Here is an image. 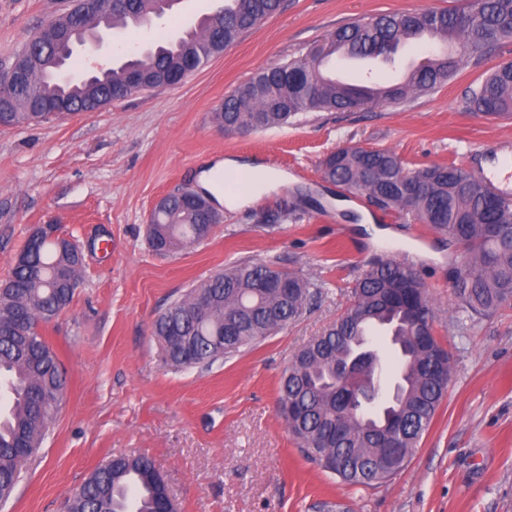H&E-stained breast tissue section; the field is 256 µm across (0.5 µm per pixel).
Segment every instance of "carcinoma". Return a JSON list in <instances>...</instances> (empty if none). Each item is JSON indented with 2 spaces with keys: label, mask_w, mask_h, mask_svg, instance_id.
<instances>
[{
  "label": "carcinoma",
  "mask_w": 512,
  "mask_h": 512,
  "mask_svg": "<svg viewBox=\"0 0 512 512\" xmlns=\"http://www.w3.org/2000/svg\"><path fill=\"white\" fill-rule=\"evenodd\" d=\"M282 0H222L202 28L159 42L131 64L88 81L58 79V62L79 30L101 17L112 27L139 29L171 8L165 0H93L59 18L40 52L20 63L13 85L0 88V125H36L54 115L96 112L123 95L129 77L171 85L191 57L208 63L244 34L280 11ZM427 40L436 46L426 64L397 83H344L325 65L341 51L355 59L395 62L398 47ZM512 43V0H463L439 11L381 13L349 23L303 58L258 73L224 99L214 118L237 132L271 129L304 112H346L426 95L460 71L478 66ZM67 54V53H65ZM73 53L67 54L72 61ZM472 111L512 116V62L492 67L469 90ZM325 180L348 194L366 195L384 211L408 212L469 254L456 276L457 308L488 316L512 305V203L454 164L406 170L386 149L345 146L321 162ZM408 171L409 178L402 176ZM220 218L209 201L170 195L155 215L151 247L169 252L210 235ZM11 276L0 283V502L35 458L63 400L66 380L55 352L38 328L69 307L80 282L81 253L66 239L29 236ZM320 286L267 263L235 264L173 302L154 335L171 368H207L284 328L311 308ZM435 308L414 267L394 258L373 261L352 289L344 313L288 362L279 384V408L301 453L340 483L371 487L404 468L441 404L451 354L435 335ZM385 330L390 364L399 377L385 405L344 415L360 388L331 368L371 345ZM164 489L145 455L102 462L68 503V512H154Z\"/></svg>",
  "instance_id": "cac0c4a2"
}]
</instances>
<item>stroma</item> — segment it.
<instances>
[{"instance_id": "obj_1", "label": "stroma", "mask_w": 512, "mask_h": 512, "mask_svg": "<svg viewBox=\"0 0 512 512\" xmlns=\"http://www.w3.org/2000/svg\"><path fill=\"white\" fill-rule=\"evenodd\" d=\"M453 0H283L281 10L179 84L97 112L38 126L0 127V281L33 229L55 224L84 254L71 305L40 332L66 393L39 457L0 512H67L104 460L145 455L166 477L178 512H512V308L456 313L462 249L429 226L344 198L320 163L337 148L388 149L418 169L453 163L475 179L512 159V118H484L465 93L512 46L432 94L353 112H308L262 132L225 133L214 119L256 72L301 58L336 28L384 12L435 10ZM216 0H182L122 47L148 45ZM72 0H0V65ZM231 159L286 175L240 208L220 206L208 238L157 253L147 218L158 198L200 188ZM377 257L411 261L436 307L453 370L433 422L406 465L378 487H350L307 460L277 413L292 355L349 305ZM263 262L321 286L317 303L255 346L210 368L171 370L152 334L172 302L216 273Z\"/></svg>"}]
</instances>
